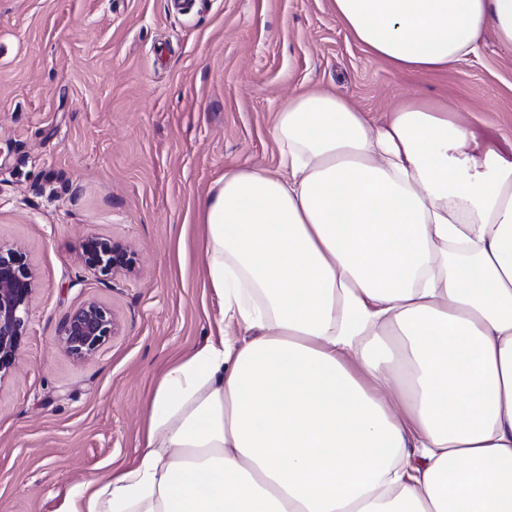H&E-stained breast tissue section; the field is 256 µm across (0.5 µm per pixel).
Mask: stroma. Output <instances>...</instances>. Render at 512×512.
<instances>
[{"mask_svg":"<svg viewBox=\"0 0 512 512\" xmlns=\"http://www.w3.org/2000/svg\"><path fill=\"white\" fill-rule=\"evenodd\" d=\"M309 90L372 119L445 104L512 156V49L491 30L421 75L371 57L331 0H0V244L38 280L0 381V512H53L139 458L161 372L219 335L201 205L225 172L277 171L275 115ZM91 235L129 246L134 272L88 270ZM90 301L118 329L77 360L57 337Z\"/></svg>","mask_w":512,"mask_h":512,"instance_id":"stroma-1","label":"stroma"}]
</instances>
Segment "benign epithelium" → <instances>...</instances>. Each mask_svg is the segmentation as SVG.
<instances>
[{
  "label": "benign epithelium",
  "mask_w": 512,
  "mask_h": 512,
  "mask_svg": "<svg viewBox=\"0 0 512 512\" xmlns=\"http://www.w3.org/2000/svg\"><path fill=\"white\" fill-rule=\"evenodd\" d=\"M85 266L104 276L130 273L136 267L133 251L120 242H106L95 236L83 245ZM36 277L25 261L20 246H0V379L13 368L29 322ZM116 323L111 311L96 301L85 303L70 314L57 342L70 356L84 359L93 355L112 335Z\"/></svg>",
  "instance_id": "1"
}]
</instances>
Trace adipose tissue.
I'll use <instances>...</instances> for the list:
<instances>
[{"mask_svg":"<svg viewBox=\"0 0 512 512\" xmlns=\"http://www.w3.org/2000/svg\"><path fill=\"white\" fill-rule=\"evenodd\" d=\"M425 73L512 47V0H332ZM278 174L202 205L218 340L174 360L131 467L54 512H512V158L463 115L282 106Z\"/></svg>","mask_w":512,"mask_h":512,"instance_id":"ef3b65f1","label":"adipose tissue"}]
</instances>
